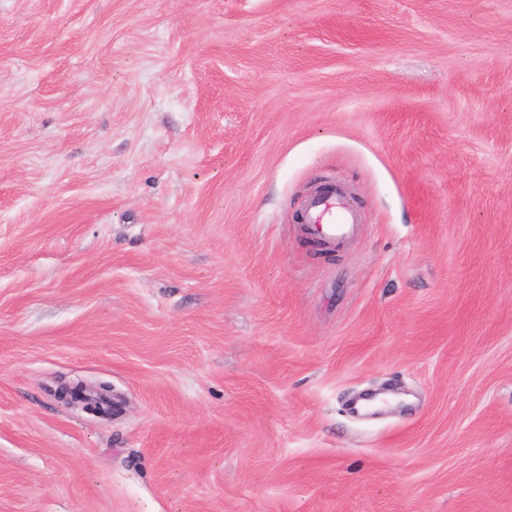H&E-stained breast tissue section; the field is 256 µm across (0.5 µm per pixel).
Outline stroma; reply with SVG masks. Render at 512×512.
<instances>
[{
  "label": "stroma",
  "mask_w": 512,
  "mask_h": 512,
  "mask_svg": "<svg viewBox=\"0 0 512 512\" xmlns=\"http://www.w3.org/2000/svg\"><path fill=\"white\" fill-rule=\"evenodd\" d=\"M0 512H512V0H0ZM308 223L318 224L326 240L343 242L355 232L358 224L355 208L342 206L336 209V192L330 188L318 196L308 209ZM107 392L108 387L104 385L94 387L76 384L61 385L53 391V395L68 405L81 404L82 409L89 414L106 416L112 413V400Z\"/></svg>",
  "instance_id": "obj_1"
}]
</instances>
